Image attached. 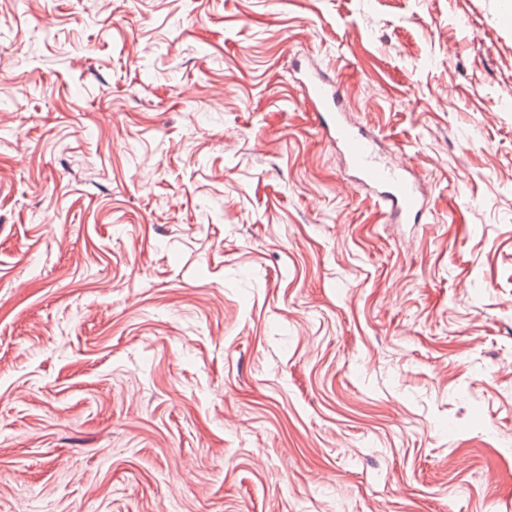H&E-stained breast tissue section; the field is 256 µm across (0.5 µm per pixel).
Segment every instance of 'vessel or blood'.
Instances as JSON below:
<instances>
[{"label":"vessel or blood","mask_w":512,"mask_h":512,"mask_svg":"<svg viewBox=\"0 0 512 512\" xmlns=\"http://www.w3.org/2000/svg\"><path fill=\"white\" fill-rule=\"evenodd\" d=\"M301 83L317 126L343 151L359 187L369 191L396 222L419 220L425 209L423 193L400 169L383 164L371 147L370 137L349 122L338 77L310 65Z\"/></svg>","instance_id":"vessel-or-blood-1"}]
</instances>
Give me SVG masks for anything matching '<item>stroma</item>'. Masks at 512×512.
<instances>
[{
    "mask_svg": "<svg viewBox=\"0 0 512 512\" xmlns=\"http://www.w3.org/2000/svg\"><path fill=\"white\" fill-rule=\"evenodd\" d=\"M505 8L0 0V512H512ZM301 83L317 126L343 151L358 186L369 191L396 222L418 221L425 209L423 193L400 169L383 164L371 148L370 137L349 122L338 77L310 65Z\"/></svg>",
    "mask_w": 512,
    "mask_h": 512,
    "instance_id": "35a3bbf8",
    "label": "stroma"
}]
</instances>
